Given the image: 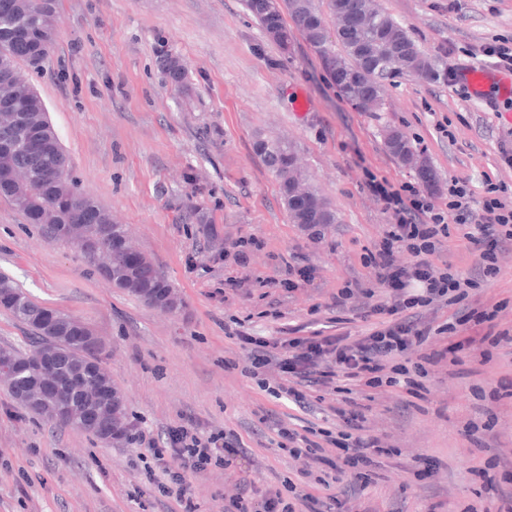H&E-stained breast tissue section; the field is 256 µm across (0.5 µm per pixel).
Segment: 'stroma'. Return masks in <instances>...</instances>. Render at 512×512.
<instances>
[{
    "label": "stroma",
    "mask_w": 512,
    "mask_h": 512,
    "mask_svg": "<svg viewBox=\"0 0 512 512\" xmlns=\"http://www.w3.org/2000/svg\"><path fill=\"white\" fill-rule=\"evenodd\" d=\"M419 47L438 57L446 76L403 73L383 84L384 105L360 112L342 97L319 53L296 39L288 54L267 40L242 0H60L57 40L31 79L71 159L85 195L108 207L133 245L168 276L181 298L163 311L112 288L63 242L0 198V272L34 301L85 322L105 341L104 366L124 394L125 410L151 436L194 422L237 431L247 459L192 479L198 512H224L239 482L259 488L291 481L303 490L299 465L274 441L266 415L296 426L334 428L335 396L299 410L262 391L244 371L246 358L224 327L251 336L340 332L336 292L346 283H377L362 263L391 221L372 182L416 181L385 144L401 130L438 175L434 195L448 200L450 178L503 184L512 201V99L488 83L479 98L462 97L455 76L493 68L485 44L512 43V0H379ZM178 56L190 90L174 95L159 66ZM290 141L310 185L337 222L311 238L289 221L277 176L257 154V138ZM206 223H198L197 214ZM262 241L238 263L241 239ZM306 260L313 282L286 291L278 282ZM480 296L504 303L496 323L512 330V258ZM458 376L435 369L417 406L395 389L359 393L364 432L397 449L353 506L358 512H462L499 504L506 485L470 468L488 453L466 434L491 407L486 441L512 453V399L490 394L512 374L507 360L466 362ZM436 473L417 479L425 459ZM145 446L106 444L92 434L29 413L0 382V512H175L146 478Z\"/></svg>",
    "instance_id": "obj_1"
}]
</instances>
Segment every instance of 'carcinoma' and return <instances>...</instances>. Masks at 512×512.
Wrapping results in <instances>:
<instances>
[{
	"mask_svg": "<svg viewBox=\"0 0 512 512\" xmlns=\"http://www.w3.org/2000/svg\"><path fill=\"white\" fill-rule=\"evenodd\" d=\"M246 11L264 34L288 54L296 35H301L338 71L344 84L342 95L356 108L372 112L382 105V82L393 76L388 61L399 54L405 70L429 80L440 77L439 58L424 52L409 36L405 26L384 13L376 0H329L335 16V40H330L325 20L313 6V0H281L262 10L257 0H243ZM56 38L53 15L44 0H14L11 15L0 18V166L26 173L17 183L0 180V197L7 199L31 224L40 226L49 242L68 236L83 243V260L96 268L112 286L175 311L181 300L163 272L142 252H131L126 229L112 223L111 212L95 199L82 194L76 182L67 178L48 181L56 167H70L69 159L48 117L47 106L39 95L25 91L29 71L43 62L44 49ZM159 66L167 82L177 93L186 89V74L175 56L164 53ZM36 137L43 149L32 152L24 141ZM411 142L401 131L387 134L386 147L402 164H409ZM257 151L264 165L280 179L283 205L292 223L308 234L322 235L336 223V212L315 190L295 193L290 176L296 161L295 148L286 140H259ZM96 210L95 222L77 223L79 210ZM3 304L29 333L30 348L0 347V356L15 367L16 380L9 385L14 399L26 410L44 416L54 408L57 395L50 392V378L34 363L37 355L57 357L59 366L74 368L77 385L68 393L77 407L120 423L125 417L123 396L112 385L106 371L95 370L89 360L84 336L85 323L30 299L21 288L0 274Z\"/></svg>",
	"mask_w": 512,
	"mask_h": 512,
	"instance_id": "cac0c4a2",
	"label": "carcinoma"
}]
</instances>
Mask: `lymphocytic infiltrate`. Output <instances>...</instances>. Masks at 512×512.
<instances>
[{"label": "lymphocytic infiltrate", "mask_w": 512, "mask_h": 512, "mask_svg": "<svg viewBox=\"0 0 512 512\" xmlns=\"http://www.w3.org/2000/svg\"><path fill=\"white\" fill-rule=\"evenodd\" d=\"M500 187L486 180L482 198H475L466 180L450 179L448 201L436 206L415 184L401 183L382 191L380 199L391 210L393 221L383 237L368 249L363 264L370 268L384 289L385 299H376L372 289L341 288L334 299L337 308L360 311L372 322L364 335L350 333L266 338L240 336L247 353L246 373L262 390L286 398L295 407L310 406L313 388H327L344 394L335 413L341 420L337 431L291 427L279 418L271 423L278 448L300 461V473L322 484L320 467L331 466L325 447L336 448L350 488L365 490L373 482L375 459L391 455L393 447L379 439L361 436L364 414L354 393L365 389L398 388L408 396H418L430 366L442 363L455 368L470 357L472 345H481L482 363H489L496 351L512 349V332L497 329L496 310L474 306L477 279L462 275L448 258L446 243L452 229L462 230L469 250L483 276L500 271L503 254L512 252V202L502 199ZM409 261H402L401 253ZM452 308L446 320L438 312ZM485 326L483 336H460L462 326ZM282 374L269 385L265 374L270 367ZM129 440L147 443L154 465L165 477L160 488L175 499L181 512H197L190 475L210 467H230L246 454L241 436L231 429L201 435L197 425L169 427L158 438H147L138 423H130ZM178 459L179 468L168 465ZM224 512H350L345 498L319 496L306 491L288 499L279 489L257 490L241 484L229 495Z\"/></svg>", "instance_id": "1"}]
</instances>
